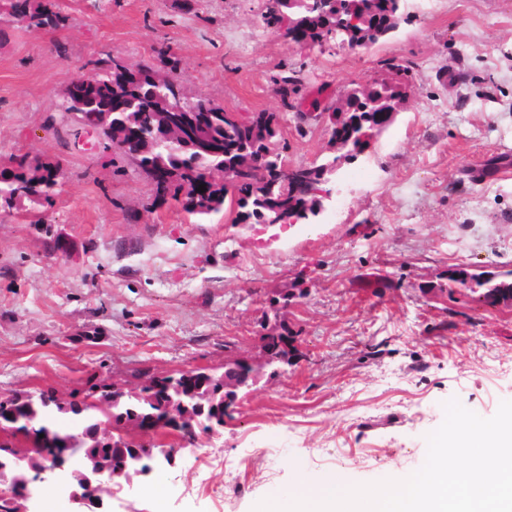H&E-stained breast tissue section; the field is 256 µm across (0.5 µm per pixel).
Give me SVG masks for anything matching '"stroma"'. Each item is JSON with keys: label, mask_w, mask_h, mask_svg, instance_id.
I'll return each mask as SVG.
<instances>
[{"label": "stroma", "mask_w": 512, "mask_h": 512, "mask_svg": "<svg viewBox=\"0 0 512 512\" xmlns=\"http://www.w3.org/2000/svg\"><path fill=\"white\" fill-rule=\"evenodd\" d=\"M54 29L0 20V160L60 164L51 203L0 207V397L54 388L94 401L107 382L261 361L287 328L299 359L263 367L219 439L146 437L174 464L112 488V512H252L297 480L345 486L418 470L458 399L481 417L512 400V0H404L395 31L352 51H302L264 24L265 0H58ZM170 46L188 98L279 119L285 165L335 161L311 223L199 219L158 202L137 163L63 114L67 85L119 56L156 67ZM407 66L405 102L371 147L337 159L324 108ZM302 82L283 106L275 77ZM469 273L454 281L453 273ZM218 448L237 472L209 469ZM163 479L156 503L146 490ZM220 496L202 491L201 482ZM492 280L483 274H478L474 277V281L478 286L488 285L484 297L490 304H495L500 300L512 299V282L502 280L492 284Z\"/></svg>", "instance_id": "35a3bbf8"}]
</instances>
